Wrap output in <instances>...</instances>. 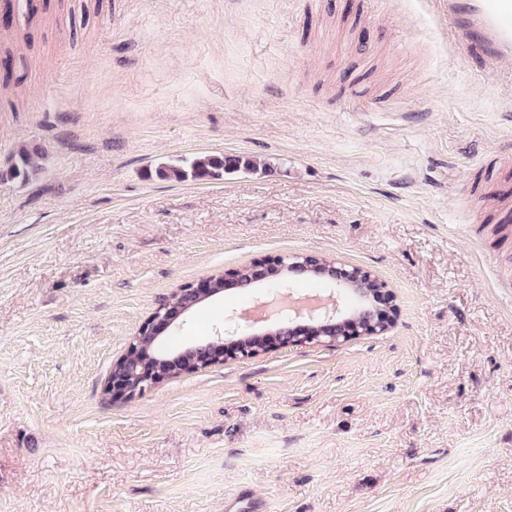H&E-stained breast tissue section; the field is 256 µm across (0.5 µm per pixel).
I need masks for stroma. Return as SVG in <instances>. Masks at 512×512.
<instances>
[{
  "label": "stroma",
  "mask_w": 512,
  "mask_h": 512,
  "mask_svg": "<svg viewBox=\"0 0 512 512\" xmlns=\"http://www.w3.org/2000/svg\"><path fill=\"white\" fill-rule=\"evenodd\" d=\"M5 59L0 512H512V59L446 0H49ZM223 154L266 168L152 175ZM287 253L385 282L388 329L104 395L169 293ZM42 159L41 153L38 150L21 149L19 154V162L13 165L5 174L11 179H19L24 181L34 174L40 167ZM226 510L228 512H267L268 505L265 501L254 499L247 490L242 489L228 500Z\"/></svg>",
  "instance_id": "stroma-1"
}]
</instances>
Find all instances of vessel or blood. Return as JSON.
<instances>
[{
	"label": "vessel or blood",
	"mask_w": 512,
	"mask_h": 512,
	"mask_svg": "<svg viewBox=\"0 0 512 512\" xmlns=\"http://www.w3.org/2000/svg\"><path fill=\"white\" fill-rule=\"evenodd\" d=\"M448 15L471 58L487 66L512 57V0H448ZM227 512H267L265 501L239 490Z\"/></svg>",
	"instance_id": "obj_1"
}]
</instances>
